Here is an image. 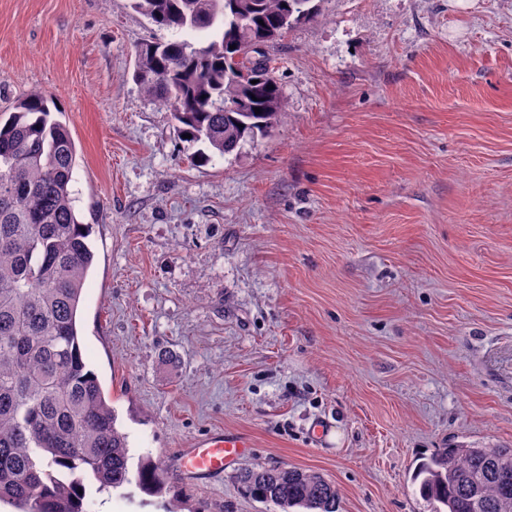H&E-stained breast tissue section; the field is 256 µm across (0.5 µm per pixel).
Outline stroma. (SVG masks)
Segmentation results:
<instances>
[{"label": "stroma", "instance_id": "stroma-1", "mask_svg": "<svg viewBox=\"0 0 512 512\" xmlns=\"http://www.w3.org/2000/svg\"><path fill=\"white\" fill-rule=\"evenodd\" d=\"M172 37L129 0H0V109L42 92L76 145L86 361L168 473L86 512H280L235 480L272 466L432 512L419 455L512 448V0H319L268 50L284 113L209 161L133 77ZM217 430L248 455L183 479ZM252 446L250 439L241 433L215 431L182 450L175 466L186 480H215L224 476L225 468L238 461Z\"/></svg>", "mask_w": 512, "mask_h": 512}]
</instances>
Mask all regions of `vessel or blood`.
Segmentation results:
<instances>
[{
    "mask_svg": "<svg viewBox=\"0 0 512 512\" xmlns=\"http://www.w3.org/2000/svg\"><path fill=\"white\" fill-rule=\"evenodd\" d=\"M251 446L250 439L243 434L215 431L182 450L175 466L186 480L207 482L222 477L225 468L238 461Z\"/></svg>",
    "mask_w": 512,
    "mask_h": 512,
    "instance_id": "vessel-or-blood-1",
    "label": "vessel or blood"
}]
</instances>
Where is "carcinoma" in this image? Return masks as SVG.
<instances>
[{
    "instance_id": "1",
    "label": "carcinoma",
    "mask_w": 512,
    "mask_h": 512,
    "mask_svg": "<svg viewBox=\"0 0 512 512\" xmlns=\"http://www.w3.org/2000/svg\"><path fill=\"white\" fill-rule=\"evenodd\" d=\"M130 2L158 28L206 41L138 50L136 79L180 134L222 158L271 131L285 100L254 45L311 20L314 0ZM50 103L34 91L0 113V503L14 512H85L87 480L146 493L167 480L145 460L131 471L127 436L83 357L77 316L94 252L71 190L75 142ZM236 479L281 512H336L335 484L314 470L247 467ZM411 482L434 512H512V448H440Z\"/></svg>"
}]
</instances>
